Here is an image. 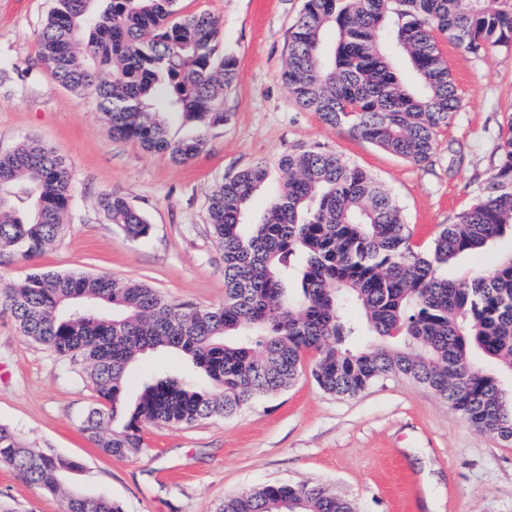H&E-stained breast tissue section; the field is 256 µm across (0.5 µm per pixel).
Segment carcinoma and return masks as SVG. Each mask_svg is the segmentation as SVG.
Returning <instances> with one entry per match:
<instances>
[{
  "instance_id": "1",
  "label": "carcinoma",
  "mask_w": 512,
  "mask_h": 512,
  "mask_svg": "<svg viewBox=\"0 0 512 512\" xmlns=\"http://www.w3.org/2000/svg\"><path fill=\"white\" fill-rule=\"evenodd\" d=\"M177 0H56L40 35V59L57 81L95 95L112 135L185 162L227 120L224 89L236 60L217 56L220 23L209 13L170 21ZM336 41H324L327 27ZM446 33L481 56L512 55V0H304L281 74L293 99L323 122L412 163L427 161L439 130L460 107L438 48ZM401 57L415 80L394 66ZM176 113L200 134L171 140L161 119ZM287 175L262 222L244 208L268 177L258 162L224 179L208 199V224L224 256V302L177 304L144 283L109 275L33 269L6 303L21 334L60 357L81 356L97 403L82 421L109 456L138 455L148 426H191L231 416L283 390L314 354L321 389L354 397L389 373L432 390L474 429L512 443V391L475 363L512 374V254L492 269L449 279L441 269L512 233V113L497 161L473 204L425 252L411 241L396 201L369 173L322 146L285 152ZM72 176L36 139L0 152V249L31 260L63 230ZM99 206L126 237L149 232L125 198ZM170 348L210 380L149 376L125 402L130 367ZM0 464L55 492L79 464L27 447L0 424ZM60 512H123L73 489ZM215 512H358L318 483L275 484L224 499Z\"/></svg>"
}]
</instances>
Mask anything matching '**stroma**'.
<instances>
[{
    "label": "stroma",
    "instance_id": "obj_1",
    "mask_svg": "<svg viewBox=\"0 0 512 512\" xmlns=\"http://www.w3.org/2000/svg\"><path fill=\"white\" fill-rule=\"evenodd\" d=\"M304 0H178L179 14L221 23L220 50L237 61L224 91L229 119L204 150L177 163L113 137L92 94L58 82L39 61V35L54 0H0V151L35 137L66 161L73 200L61 235L28 262L0 252V422L29 447L77 460L65 488L118 501L124 512H213L225 497L277 483H319L359 512H512V445L469 426L448 403L390 374L352 398L324 392L309 372L288 389L255 398L230 417L150 426L135 457L106 455L81 431L96 397L78 358H62L21 335L4 293L30 267L109 274L143 282L175 303L224 300V260L207 223L208 198L225 177L266 162L267 182L246 209L261 222L283 175L279 156L318 144L373 175L399 205L414 244L468 209L496 160L512 112V57H474L447 35L438 46L461 103L423 164L330 126L299 106L280 80L289 31ZM124 197L150 225L127 238L101 213L102 194ZM179 355L159 350L134 365L125 398L143 376L181 374ZM60 493L0 467V512H59Z\"/></svg>",
    "mask_w": 512,
    "mask_h": 512
}]
</instances>
